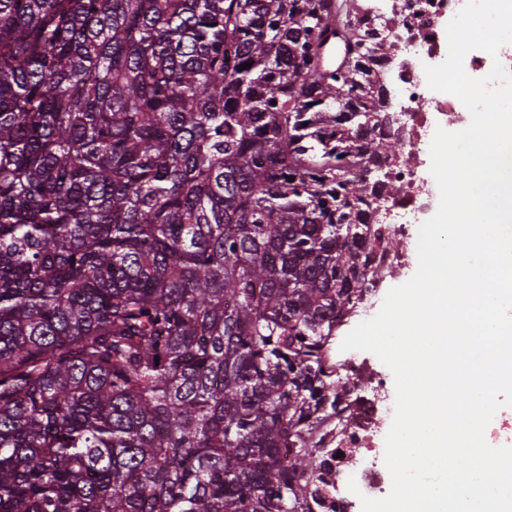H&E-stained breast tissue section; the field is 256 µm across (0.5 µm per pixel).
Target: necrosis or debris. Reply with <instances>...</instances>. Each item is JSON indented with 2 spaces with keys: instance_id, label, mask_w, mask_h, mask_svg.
Here are the masks:
<instances>
[{
  "instance_id": "obj_1",
  "label": "necrosis or debris",
  "mask_w": 512,
  "mask_h": 512,
  "mask_svg": "<svg viewBox=\"0 0 512 512\" xmlns=\"http://www.w3.org/2000/svg\"><path fill=\"white\" fill-rule=\"evenodd\" d=\"M368 11L385 17V24L376 30L377 41L388 39L395 31H403L398 52L404 60L403 68H394L386 57H379L373 69L380 84L387 92L382 98L383 111L392 113L396 129L406 131L403 145L413 149L420 145L427 125L426 111L430 108L442 110L449 126L465 128L470 116L463 103L455 96L443 99L426 95V81L419 72L422 59L442 58V17L456 14L463 0H366ZM390 180L402 186L400 194H379L380 211L390 220L397 233H405L407 224L424 206L415 189L416 170L413 166L395 168L389 172Z\"/></svg>"
}]
</instances>
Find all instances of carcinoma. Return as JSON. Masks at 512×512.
I'll return each mask as SVG.
<instances>
[{
	"instance_id": "1",
	"label": "carcinoma",
	"mask_w": 512,
	"mask_h": 512,
	"mask_svg": "<svg viewBox=\"0 0 512 512\" xmlns=\"http://www.w3.org/2000/svg\"><path fill=\"white\" fill-rule=\"evenodd\" d=\"M397 50L359 0H0V512H339Z\"/></svg>"
}]
</instances>
